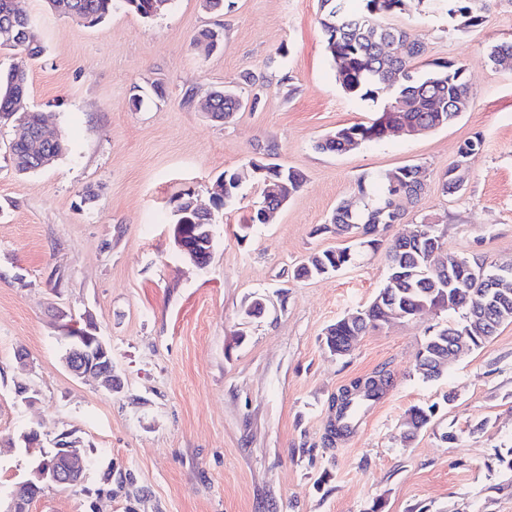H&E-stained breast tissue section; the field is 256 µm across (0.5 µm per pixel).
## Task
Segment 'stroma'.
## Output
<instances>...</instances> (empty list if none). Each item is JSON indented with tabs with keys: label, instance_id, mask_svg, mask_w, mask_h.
<instances>
[{
	"label": "stroma",
	"instance_id": "obj_1",
	"mask_svg": "<svg viewBox=\"0 0 512 512\" xmlns=\"http://www.w3.org/2000/svg\"><path fill=\"white\" fill-rule=\"evenodd\" d=\"M16 6L46 47L28 63L27 108L70 149L18 174L12 127L0 125V496L71 431L91 460L84 482L45 488L29 512H512V470L499 461L512 450V323L427 381L416 355L445 314L384 323L343 357L323 344L329 325L383 286L385 248L360 249L324 277L294 276L310 253L338 245L323 226L337 204L363 206L360 178L409 163L426 168L428 185L393 233L425 218L448 253L512 261V71L487 59L490 42L512 38V0H491L482 26L465 33L442 0H411L392 22L425 44L418 69L464 64L471 105L446 127L343 154L317 144L374 112L336 81L319 0H225L220 13L171 0L154 19L119 7L96 25L46 0ZM217 27L220 47L198 52L194 35ZM245 72L253 82L238 91L262 90L261 104L210 119L208 92ZM477 135L466 191L442 193L460 144ZM270 153L305 181L245 233L261 199L248 162ZM227 170L243 174L244 198L216 209L211 187ZM186 192L213 210L217 243L202 269L173 238ZM254 298L264 311L245 315ZM59 308L78 322L92 316L122 390L65 370ZM378 373L390 379L382 398L352 434L328 440L333 396ZM21 385L33 403L17 397ZM433 403L432 422L405 442L408 410ZM30 428L40 445L8 447ZM449 431L455 441H444Z\"/></svg>",
	"mask_w": 512,
	"mask_h": 512
}]
</instances>
